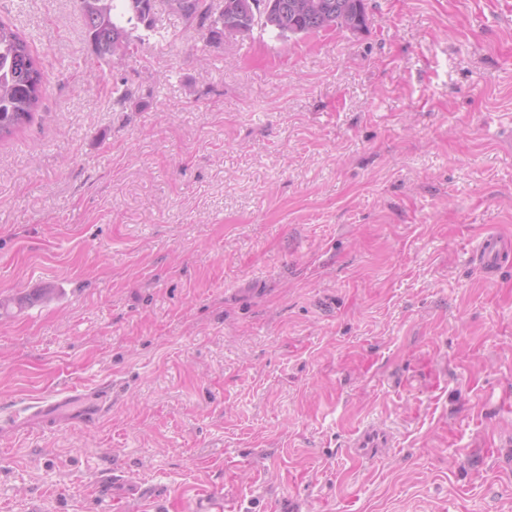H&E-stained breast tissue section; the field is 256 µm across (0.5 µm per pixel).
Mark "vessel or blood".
I'll use <instances>...</instances> for the list:
<instances>
[{"label": "vessel or blood", "mask_w": 512, "mask_h": 512, "mask_svg": "<svg viewBox=\"0 0 512 512\" xmlns=\"http://www.w3.org/2000/svg\"><path fill=\"white\" fill-rule=\"evenodd\" d=\"M470 260L484 273L493 275L512 262V240L495 231H486L472 247ZM112 402V391L101 387L90 389L73 385L59 395L41 400L29 408L30 419L52 427L59 422L92 426L102 420ZM389 436L373 427L360 431L350 441L356 455H367L370 449L386 447Z\"/></svg>", "instance_id": "1"}]
</instances>
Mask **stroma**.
I'll return each instance as SVG.
<instances>
[{"instance_id": "stroma-1", "label": "stroma", "mask_w": 512, "mask_h": 512, "mask_svg": "<svg viewBox=\"0 0 512 512\" xmlns=\"http://www.w3.org/2000/svg\"><path fill=\"white\" fill-rule=\"evenodd\" d=\"M366 7L234 38L155 0L109 65L78 0H0L48 78L0 141V414L112 385L0 430V512H512V269L470 261L512 238V0ZM288 4L312 2L315 4H330L332 6L333 18L336 29L362 30L367 26L368 16L366 13L365 0H285ZM331 30V31H332ZM512 257V241L492 230H487L472 247L470 260L484 273L495 275ZM111 402L112 391L109 388L90 389L72 385L60 395L32 404L27 409L30 411L27 418L47 427L61 421L69 425L92 426L106 416ZM388 441V434L374 427H368L350 440L349 448H354L356 455L364 456L369 453V448H384Z\"/></svg>"}]
</instances>
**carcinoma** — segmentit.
Instances as JSON below:
<instances>
[{"mask_svg": "<svg viewBox=\"0 0 512 512\" xmlns=\"http://www.w3.org/2000/svg\"><path fill=\"white\" fill-rule=\"evenodd\" d=\"M329 4L337 29L362 30L368 16L364 0H286L288 3ZM251 17L243 31L226 29L224 14H215L206 0H186V18L212 35H248L255 25L268 28L281 38L285 30L309 33L322 26L316 16L288 13L277 20L267 13V0H251ZM85 33L99 60L121 62L132 56L141 37L138 26L153 30L154 0H79ZM47 78L27 38L10 24L0 21V140H7L29 125L41 104Z\"/></svg>", "mask_w": 512, "mask_h": 512, "instance_id": "carcinoma-1", "label": "carcinoma"}]
</instances>
